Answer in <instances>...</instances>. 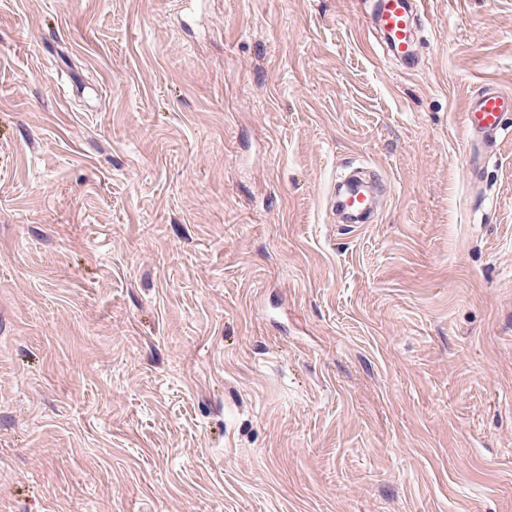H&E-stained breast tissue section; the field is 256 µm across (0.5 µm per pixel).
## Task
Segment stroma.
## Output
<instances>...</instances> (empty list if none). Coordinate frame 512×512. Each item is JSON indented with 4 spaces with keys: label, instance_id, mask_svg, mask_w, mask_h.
<instances>
[{
    "label": "stroma",
    "instance_id": "obj_1",
    "mask_svg": "<svg viewBox=\"0 0 512 512\" xmlns=\"http://www.w3.org/2000/svg\"><path fill=\"white\" fill-rule=\"evenodd\" d=\"M374 7L0 0V512H512V0ZM425 5V0H382L374 17L389 51L408 66L415 63L416 28ZM512 114V92L498 84L486 83L466 100L463 128L466 142L483 144L488 152L511 134L506 116ZM353 220L363 219L370 213V201L363 192H345L340 203Z\"/></svg>",
    "mask_w": 512,
    "mask_h": 512
}]
</instances>
